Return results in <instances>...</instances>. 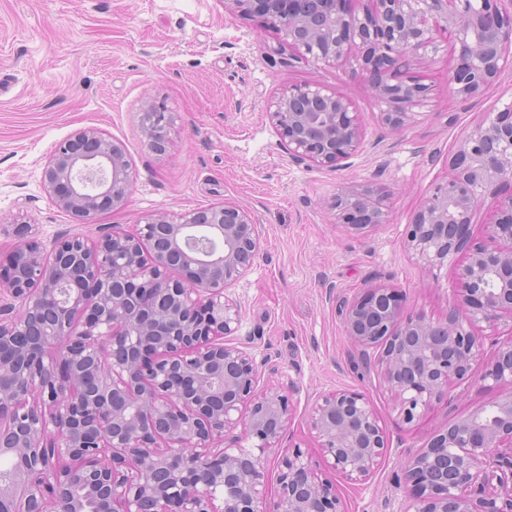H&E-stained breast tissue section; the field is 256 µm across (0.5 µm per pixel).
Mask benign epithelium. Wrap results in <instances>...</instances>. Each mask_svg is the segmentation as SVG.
Listing matches in <instances>:
<instances>
[{"instance_id": "7a95c632", "label": "benign epithelium", "mask_w": 512, "mask_h": 512, "mask_svg": "<svg viewBox=\"0 0 512 512\" xmlns=\"http://www.w3.org/2000/svg\"><path fill=\"white\" fill-rule=\"evenodd\" d=\"M224 0L249 13L304 58L334 62L352 46L384 109L400 128L406 108L427 88L405 74L437 49L445 23L459 46L451 76L463 99L481 95L512 56V6L503 0ZM269 118L288 156L336 168L360 148L358 115L322 85L279 93ZM174 118L143 109L148 145L164 152ZM450 174L406 228L419 260L441 267L465 249L463 284L453 312L430 321L404 314V295L369 285L338 304L345 334L378 349L382 381L405 425L448 389L464 383L482 355L473 325L512 314V196L501 201L485 241H471L481 198L512 179V103L490 113L448 159ZM133 182L122 144L92 128L60 142L43 170L54 203L80 224L124 205ZM347 225L381 222L365 194L336 197ZM259 225L233 203L176 216L151 214L134 233L112 231L90 245L80 235L44 253L32 240L0 253V456L14 478L0 482V512H345L336 483L299 447L278 463L279 493L265 496L262 459L277 447L292 411L278 389L256 393L253 357L226 342L241 321L226 294L254 266ZM481 381L501 391L407 461L413 512H512V343L488 363ZM243 429V442L223 447ZM311 428L326 466L365 479L387 454V440L360 392L324 396ZM510 448L503 453L502 447Z\"/></svg>"}]
</instances>
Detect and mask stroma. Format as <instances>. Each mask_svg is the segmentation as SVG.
<instances>
[{"label": "stroma", "mask_w": 512, "mask_h": 512, "mask_svg": "<svg viewBox=\"0 0 512 512\" xmlns=\"http://www.w3.org/2000/svg\"><path fill=\"white\" fill-rule=\"evenodd\" d=\"M434 36L438 52L411 69L427 94L393 130L381 123L355 56L298 59L274 31L222 0H0V252L29 239L49 250L67 234L92 243L114 229L134 231L150 213L224 202L254 212L260 255L230 290L241 309L231 341L253 357L258 390L293 389L291 418L265 455L267 498L277 496V461L289 448L319 457L310 414L328 393L364 394L388 442L367 480L337 478L345 512H402L403 463L499 396L475 375L415 423H401L337 309L340 299L385 283L402 290L407 312L438 320L458 293L457 259L427 267L405 249V230L447 179L460 143L512 102V67L480 97L461 99L450 82L449 34L439 27ZM304 84L330 87L358 113L363 143L347 164H297L281 147L268 104L281 89ZM149 100L175 118L163 154L142 132ZM84 128L120 141L133 171L124 205L92 224L75 223L42 182L55 145ZM350 188L380 196L382 223L355 230L339 222L332 203Z\"/></svg>", "instance_id": "1"}]
</instances>
